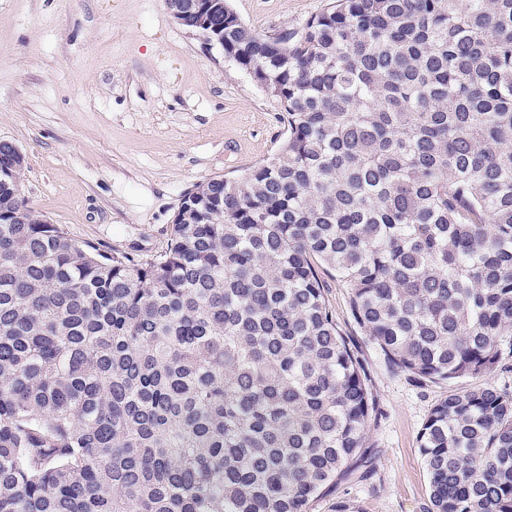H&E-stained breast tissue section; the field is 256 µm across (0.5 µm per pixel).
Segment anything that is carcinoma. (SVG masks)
Here are the masks:
<instances>
[{"mask_svg": "<svg viewBox=\"0 0 512 512\" xmlns=\"http://www.w3.org/2000/svg\"><path fill=\"white\" fill-rule=\"evenodd\" d=\"M224 59L277 152L187 192L164 250L29 210L0 146V512H310L374 399L317 265L393 366L448 383L419 433L428 512H512V0H333Z\"/></svg>", "mask_w": 512, "mask_h": 512, "instance_id": "1", "label": "carcinoma"}]
</instances>
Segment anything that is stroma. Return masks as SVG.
Masks as SVG:
<instances>
[{
    "label": "stroma",
    "mask_w": 512,
    "mask_h": 512,
    "mask_svg": "<svg viewBox=\"0 0 512 512\" xmlns=\"http://www.w3.org/2000/svg\"><path fill=\"white\" fill-rule=\"evenodd\" d=\"M267 34L302 30L329 0H231ZM284 125L248 74L179 26L166 0H0V141L26 157L22 193L40 218L107 252L162 250L184 194L273 154ZM375 404L365 472L311 512H426L418 436L447 385L396 370L320 270Z\"/></svg>",
    "instance_id": "1"
}]
</instances>
